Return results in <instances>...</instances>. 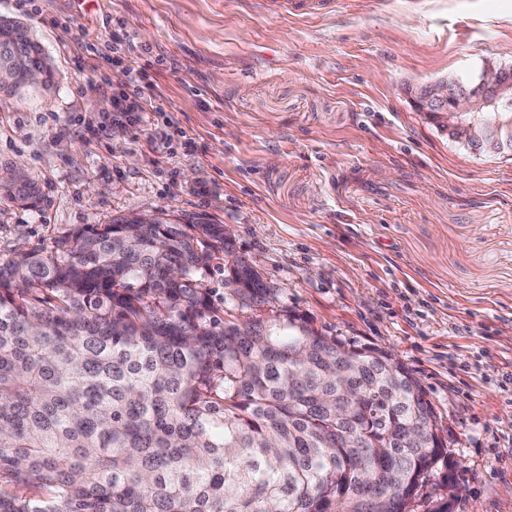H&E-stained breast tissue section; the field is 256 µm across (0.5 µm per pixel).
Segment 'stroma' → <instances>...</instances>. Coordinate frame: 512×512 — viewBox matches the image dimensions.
I'll list each match as a JSON object with an SVG mask.
<instances>
[{"label": "stroma", "mask_w": 512, "mask_h": 512, "mask_svg": "<svg viewBox=\"0 0 512 512\" xmlns=\"http://www.w3.org/2000/svg\"><path fill=\"white\" fill-rule=\"evenodd\" d=\"M53 69L0 95V257L75 224L167 212L227 225L270 289L214 309L294 315L401 362L432 403L454 471L411 512H512V155L476 152L416 112L409 89L512 66V0H0ZM122 48L113 51V38ZM155 111L113 123L115 93ZM283 7L295 15L316 14L330 11L335 3L334 0H282ZM1 194L27 207H36L41 200V192L36 182L22 172H16L11 186H1Z\"/></svg>", "instance_id": "obj_1"}]
</instances>
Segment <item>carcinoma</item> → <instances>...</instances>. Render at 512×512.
I'll use <instances>...</instances> for the list:
<instances>
[{
  "mask_svg": "<svg viewBox=\"0 0 512 512\" xmlns=\"http://www.w3.org/2000/svg\"><path fill=\"white\" fill-rule=\"evenodd\" d=\"M1 61L52 82L40 43L7 17ZM0 192L41 200L21 172ZM218 259L231 300L267 301L224 225L166 213L78 224L0 258V480L53 490L0 493V512H381V499L409 512L436 465L453 471L400 362L294 316L212 314Z\"/></svg>",
  "mask_w": 512,
  "mask_h": 512,
  "instance_id": "cac0c4a2",
  "label": "carcinoma"
}]
</instances>
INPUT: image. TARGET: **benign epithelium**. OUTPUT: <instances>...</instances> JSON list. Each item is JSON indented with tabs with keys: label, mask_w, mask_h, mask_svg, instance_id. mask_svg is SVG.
I'll return each instance as SVG.
<instances>
[{
	"label": "benign epithelium",
	"mask_w": 512,
	"mask_h": 512,
	"mask_svg": "<svg viewBox=\"0 0 512 512\" xmlns=\"http://www.w3.org/2000/svg\"><path fill=\"white\" fill-rule=\"evenodd\" d=\"M512 69L486 62L470 90L460 88L455 75L439 79L410 91L414 109L442 132L460 133L472 142L477 152L497 154L499 143L491 138L487 126L477 117L479 112H497L512 107V80L506 73Z\"/></svg>",
	"instance_id": "obj_1"
}]
</instances>
